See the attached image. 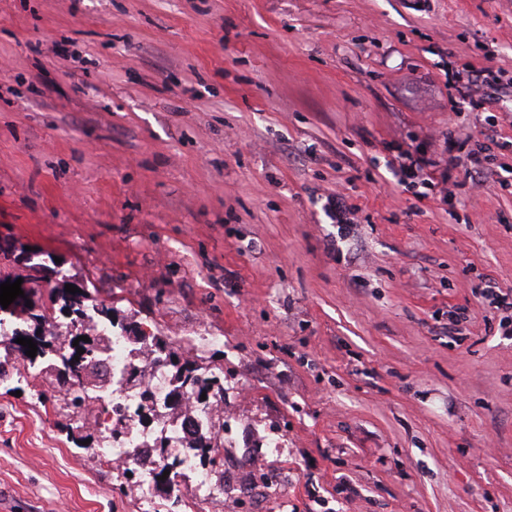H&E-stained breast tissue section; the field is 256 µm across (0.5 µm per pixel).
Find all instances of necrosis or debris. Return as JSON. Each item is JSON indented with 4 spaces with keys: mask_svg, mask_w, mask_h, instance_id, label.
I'll list each match as a JSON object with an SVG mask.
<instances>
[{
    "mask_svg": "<svg viewBox=\"0 0 512 512\" xmlns=\"http://www.w3.org/2000/svg\"><path fill=\"white\" fill-rule=\"evenodd\" d=\"M112 354L109 360L111 374L107 391L92 395L90 401L99 410L119 404L125 409L124 420L128 425L121 440L113 442L111 448L102 450L105 463L121 464L124 469L135 471L142 487H149L152 481L154 457L153 439L163 436L174 447L183 448L192 441L213 436L224 421V399L215 396L208 402H198L187 391H176L164 369L155 364L150 345H141L138 351H131L127 337L119 331H112ZM140 356L149 365V384L154 392L152 409L164 415L170 412L173 402H180L183 411L173 421L160 425L158 430L141 428L134 420L139 410L140 395L127 387L122 378L123 370L132 356Z\"/></svg>",
    "mask_w": 512,
    "mask_h": 512,
    "instance_id": "4bbe7bcc",
    "label": "necrosis or debris"
}]
</instances>
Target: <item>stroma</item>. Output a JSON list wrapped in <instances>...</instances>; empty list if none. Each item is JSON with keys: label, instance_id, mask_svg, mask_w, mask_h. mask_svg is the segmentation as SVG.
I'll return each instance as SVG.
<instances>
[{"label": "stroma", "instance_id": "35a3bbf8", "mask_svg": "<svg viewBox=\"0 0 512 512\" xmlns=\"http://www.w3.org/2000/svg\"><path fill=\"white\" fill-rule=\"evenodd\" d=\"M452 139L483 177L396 182ZM3 240L223 373L234 425L223 495L145 490L9 378L0 512H512V334L471 292L512 289V0H0ZM395 159H397V162L395 163L398 165V170L402 175V183H406V179H410L411 183H416V180H418L428 186L430 185L428 181H430L431 184H434L432 179L429 177H422L425 175L428 176L429 174L427 173V170L437 167L440 162L443 161L436 160L433 154H428V151L418 153L413 156L400 150Z\"/></svg>", "mask_w": 512, "mask_h": 512}]
</instances>
